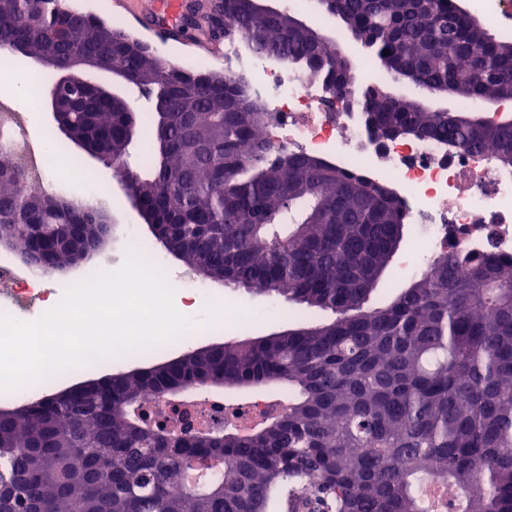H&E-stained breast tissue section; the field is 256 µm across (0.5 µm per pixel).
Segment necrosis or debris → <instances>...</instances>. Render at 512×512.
<instances>
[{"label":"necrosis or debris","mask_w":512,"mask_h":512,"mask_svg":"<svg viewBox=\"0 0 512 512\" xmlns=\"http://www.w3.org/2000/svg\"><path fill=\"white\" fill-rule=\"evenodd\" d=\"M222 58L227 74L273 114L263 131L273 150L355 171L398 195L418 229L415 263L451 247L512 254V167L494 163L489 152L466 153L439 140L375 141L361 110L350 109L349 101L338 100L299 65L258 53L241 38L225 39ZM31 109L30 100H11L8 111L0 113V136L21 146L30 180L46 188L70 181V170L52 165L49 146H27L23 115ZM53 305L52 284L39 271L0 261V314L25 321ZM166 401L150 395L142 404L177 432L242 424L272 403L268 397L231 403L219 393L196 394L191 414L173 420Z\"/></svg>","instance_id":"1"}]
</instances>
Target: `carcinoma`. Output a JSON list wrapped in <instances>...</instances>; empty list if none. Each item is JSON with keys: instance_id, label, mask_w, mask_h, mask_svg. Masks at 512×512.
Returning <instances> with one entry per match:
<instances>
[{"instance_id": "cac0c4a2", "label": "carcinoma", "mask_w": 512, "mask_h": 512, "mask_svg": "<svg viewBox=\"0 0 512 512\" xmlns=\"http://www.w3.org/2000/svg\"><path fill=\"white\" fill-rule=\"evenodd\" d=\"M224 34L301 65L336 96L359 84L327 43L281 13L221 0ZM338 18L373 45L380 66L415 74L461 100L512 89V41L458 17L454 0H338ZM134 37L59 0H0V52L52 53L60 72L96 55L146 92L150 107L125 132L122 104L81 100L72 120L128 155L153 152L144 203L188 267L224 286L329 310V323L224 346L154 367L104 394L0 417V512H512V257L451 248L392 301L368 308L407 224L387 187L311 156L276 155L260 138L270 119L227 76L125 51ZM389 54H384V51ZM381 140L446 139L490 147L512 166V124L462 122L415 99L360 88ZM0 142V238L31 251L21 224L75 222L83 241L101 212L55 193L20 190L24 170ZM468 267L460 276L457 266ZM216 381L283 383L288 407L266 426L176 433L146 419V392ZM191 448L222 456L223 472L181 477ZM453 484L450 502L437 487Z\"/></svg>"}]
</instances>
